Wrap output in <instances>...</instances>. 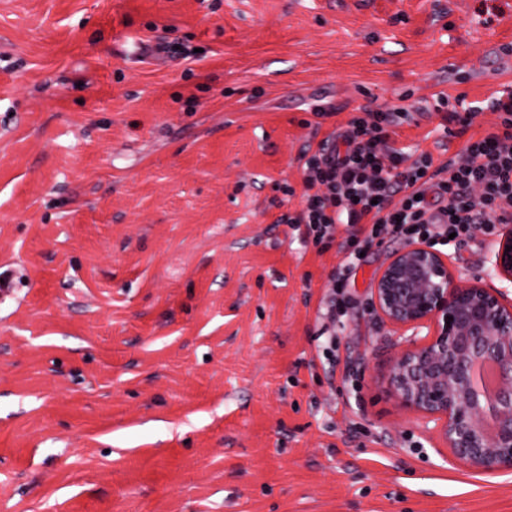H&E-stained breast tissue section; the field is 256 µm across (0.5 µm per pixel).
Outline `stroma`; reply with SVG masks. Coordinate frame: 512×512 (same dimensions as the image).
I'll return each instance as SVG.
<instances>
[{
  "label": "stroma",
  "mask_w": 512,
  "mask_h": 512,
  "mask_svg": "<svg viewBox=\"0 0 512 512\" xmlns=\"http://www.w3.org/2000/svg\"><path fill=\"white\" fill-rule=\"evenodd\" d=\"M496 5L0 0V512H512L389 391L401 241L334 305L344 253L280 221L362 106L447 163L437 94L512 93ZM498 241L443 251L492 288Z\"/></svg>",
  "instance_id": "35a3bbf8"
}]
</instances>
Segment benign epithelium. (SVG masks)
<instances>
[{"label":"benign epithelium","mask_w":512,"mask_h":512,"mask_svg":"<svg viewBox=\"0 0 512 512\" xmlns=\"http://www.w3.org/2000/svg\"><path fill=\"white\" fill-rule=\"evenodd\" d=\"M492 266L512 286V225L501 227ZM378 316L400 327H432L407 337L389 384L399 403L439 427L454 458L481 471H512V304L500 289L459 281L446 254L409 243L373 284ZM491 362L496 389L483 394L474 368Z\"/></svg>","instance_id":"benign-epithelium-1"}]
</instances>
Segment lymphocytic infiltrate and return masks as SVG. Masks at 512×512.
Instances as JSON below:
<instances>
[{"mask_svg":"<svg viewBox=\"0 0 512 512\" xmlns=\"http://www.w3.org/2000/svg\"><path fill=\"white\" fill-rule=\"evenodd\" d=\"M436 108L464 131L484 109L496 112L499 123L494 132L467 140L439 178L430 171L429 155L410 164L395 148L402 109L363 107L347 122L340 144L321 142L306 165L304 206L282 216V223L323 246L334 240L337 225H350L353 234L342 248L351 255L378 238L409 243L453 234L464 241L476 231L511 224L512 94L491 96L482 107L441 94Z\"/></svg>","mask_w":512,"mask_h":512,"instance_id":"1","label":"lymphocytic infiltrate"}]
</instances>
